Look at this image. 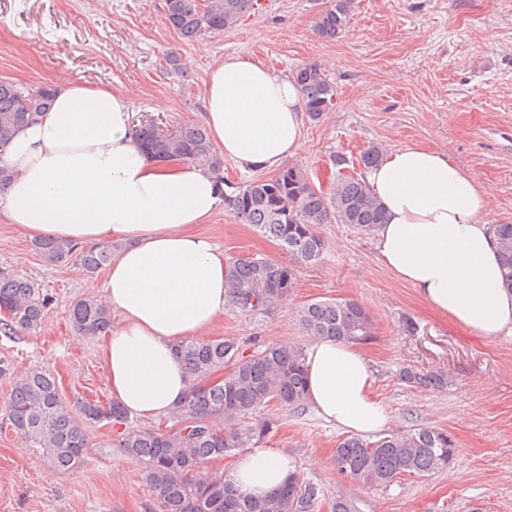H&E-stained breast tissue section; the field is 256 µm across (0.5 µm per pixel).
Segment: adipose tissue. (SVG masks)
Instances as JSON below:
<instances>
[{"label": "adipose tissue", "instance_id": "adipose-tissue-1", "mask_svg": "<svg viewBox=\"0 0 512 512\" xmlns=\"http://www.w3.org/2000/svg\"><path fill=\"white\" fill-rule=\"evenodd\" d=\"M204 108L212 143L241 170H278L303 150L300 92L262 64L225 57L207 76ZM130 118L121 92L57 87L51 109L20 128L0 156L13 172L0 189V214L31 238L118 243L100 299L120 321L100 359L114 401L148 419L184 399L190 375L175 348L223 314L226 258L200 230L221 201L213 176L142 150ZM365 180L385 212L376 230L385 267L475 333L512 334V291L485 221L488 189L447 154L415 144L390 150ZM302 355L307 402L325 420L362 435L388 425L354 343L314 338ZM293 470L286 452L252 448L226 478L262 497Z\"/></svg>", "mask_w": 512, "mask_h": 512}]
</instances>
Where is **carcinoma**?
Returning <instances> with one entry per match:
<instances>
[{
	"mask_svg": "<svg viewBox=\"0 0 512 512\" xmlns=\"http://www.w3.org/2000/svg\"><path fill=\"white\" fill-rule=\"evenodd\" d=\"M354 0H334L322 11L316 31L334 38L349 25ZM253 0H165V23L184 39L194 41L207 33L235 25ZM308 117L316 121L335 104V90L316 64L293 73ZM54 89L49 86L20 87L0 80V155L15 132L38 114L49 110ZM155 123L139 127L134 137L147 153L160 158L179 157L209 167L216 173L221 162L213 153L206 128L184 125L173 131L155 132ZM377 145L360 155L369 169L384 156ZM336 179L329 192L316 188L303 168L291 165L269 178L231 183L219 177L224 206L237 219L265 237L277 241L296 263L317 260L324 250L318 233L332 221L350 224L364 233L376 231L384 211L371 195L364 179L343 173L346 159L337 157ZM500 250L503 279L512 290V224L491 225ZM45 262L71 259L88 276H94L112 261L116 244L75 251V246L53 239L36 242ZM224 285L228 305L238 312L271 309L295 285L294 268L277 260L231 256L227 259ZM50 298L36 282L9 275L0 276V331L10 336L38 328L46 318ZM302 327L311 336L359 341L370 335L369 315L349 300L314 301L297 311ZM71 324L77 335L95 339L112 325L111 313L93 297L72 307ZM191 377L184 403L176 411L175 424L166 429H128L120 440L124 454L140 466L141 478L158 499L160 512H319L322 490L318 484L294 471L288 481L263 499L238 494L224 475H200L202 465L236 454L260 440L272 422L257 420V414L274 402L299 412L306 403V375L301 352L266 344L247 354L233 338L186 340L176 347ZM224 372V381L210 379ZM410 383L442 387V372H403ZM84 422H78L60 397L56 377L43 369H30L13 380L7 405V426L29 447L37 449L59 470H72L84 460L88 445L85 425L102 420L122 423L128 413L115 402H86ZM453 455L448 434L418 428L394 433L370 442L348 436L336 445L338 471L367 486L387 485L401 475L425 476L446 468Z\"/></svg>",
	"mask_w": 512,
	"mask_h": 512,
	"instance_id": "cac0c4a2",
	"label": "carcinoma"
}]
</instances>
